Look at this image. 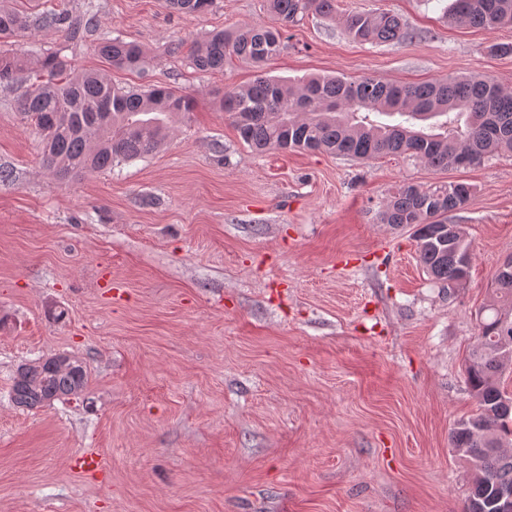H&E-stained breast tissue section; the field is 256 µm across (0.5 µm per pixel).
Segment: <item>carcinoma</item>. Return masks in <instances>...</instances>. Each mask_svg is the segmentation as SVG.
<instances>
[{
    "label": "carcinoma",
    "mask_w": 512,
    "mask_h": 512,
    "mask_svg": "<svg viewBox=\"0 0 512 512\" xmlns=\"http://www.w3.org/2000/svg\"><path fill=\"white\" fill-rule=\"evenodd\" d=\"M214 2L168 0V5L191 16ZM267 2L271 24L214 31L190 52L193 66L202 72L224 69L232 56L259 71L252 82L225 90L219 100L240 140L253 151L325 152L358 161L408 154L439 170L465 169L491 154L512 153V92L484 75L412 84L312 75L296 88L267 75L265 66L283 49L281 27L311 11L332 16L336 0ZM450 15L472 27H512V0H453ZM32 25L63 31L73 43L94 31L95 14L54 10L32 20L0 8V43ZM344 26L359 42L409 38L401 19L387 12H352ZM97 47L117 68L136 70L146 63L143 49L133 41L103 38ZM27 64L23 53L0 49V84L16 80ZM39 64L46 79L31 84L20 111L42 137L43 163L61 180L153 153L168 138L173 118L194 109L193 98L169 87L123 90L94 71L77 73L63 47L44 54ZM373 113L392 122L374 121ZM472 194L473 187L460 182L407 183L380 212L384 224L415 227L420 264L450 289L466 283L473 251L462 227L448 223V214ZM480 314V342L466 366L477 413L458 421L449 436L451 448L475 470L464 512H491L497 494L512 490V455L503 449L512 434V396L500 388L502 375L512 368V278L494 275L492 295ZM87 382L81 358L53 354L18 367L11 398L18 407L36 409L79 394Z\"/></svg>",
    "instance_id": "obj_1"
}]
</instances>
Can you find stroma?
I'll return each instance as SVG.
<instances>
[{"label":"stroma","mask_w":512,"mask_h":512,"mask_svg":"<svg viewBox=\"0 0 512 512\" xmlns=\"http://www.w3.org/2000/svg\"><path fill=\"white\" fill-rule=\"evenodd\" d=\"M451 0H336L284 29L266 71L421 83L486 75L512 91V28H473ZM97 31L68 45L76 71L125 90L196 100L152 155L69 182L0 87V512H464L474 469L450 446L474 413L465 373L478 313L512 256V156L437 170L415 158L259 154L219 109L255 68L191 67L214 30L272 21L266 0H96ZM398 15L409 39L360 43L347 13ZM139 43L141 70L111 67L102 37ZM474 188L451 214L474 258L447 290L412 227L381 223L412 183ZM80 357L85 391L32 411L10 392L21 363ZM91 449L106 475L81 471Z\"/></svg>","instance_id":"35a3bbf8"}]
</instances>
